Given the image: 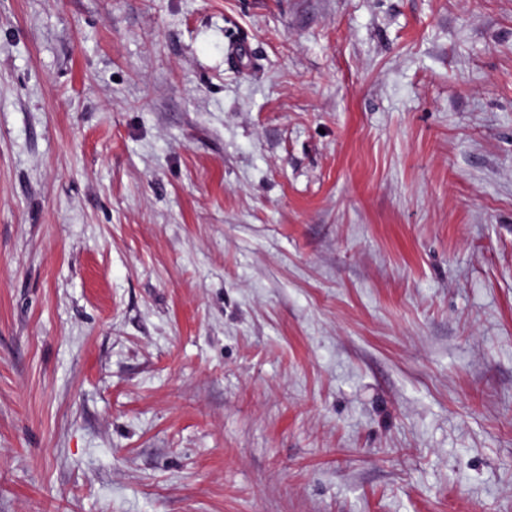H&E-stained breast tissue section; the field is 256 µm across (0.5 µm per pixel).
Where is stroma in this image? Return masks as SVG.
Returning <instances> with one entry per match:
<instances>
[{
    "instance_id": "stroma-1",
    "label": "stroma",
    "mask_w": 512,
    "mask_h": 512,
    "mask_svg": "<svg viewBox=\"0 0 512 512\" xmlns=\"http://www.w3.org/2000/svg\"><path fill=\"white\" fill-rule=\"evenodd\" d=\"M0 512H512V0H0Z\"/></svg>"
}]
</instances>
